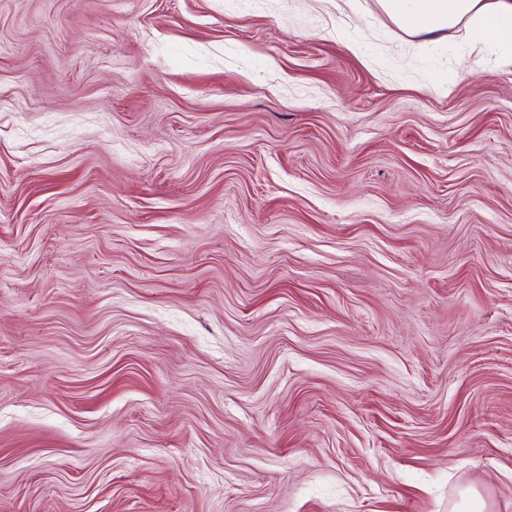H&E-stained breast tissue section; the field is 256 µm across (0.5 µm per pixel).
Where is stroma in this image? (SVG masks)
<instances>
[{
	"label": "stroma",
	"instance_id": "obj_1",
	"mask_svg": "<svg viewBox=\"0 0 512 512\" xmlns=\"http://www.w3.org/2000/svg\"><path fill=\"white\" fill-rule=\"evenodd\" d=\"M512 512V67L379 0H0V512Z\"/></svg>",
	"mask_w": 512,
	"mask_h": 512
}]
</instances>
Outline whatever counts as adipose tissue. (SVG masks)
I'll return each mask as SVG.
<instances>
[{
	"label": "adipose tissue",
	"mask_w": 512,
	"mask_h": 512,
	"mask_svg": "<svg viewBox=\"0 0 512 512\" xmlns=\"http://www.w3.org/2000/svg\"><path fill=\"white\" fill-rule=\"evenodd\" d=\"M401 29L436 34L465 26L475 44L498 50L512 66V0H379Z\"/></svg>",
	"instance_id": "1"
}]
</instances>
